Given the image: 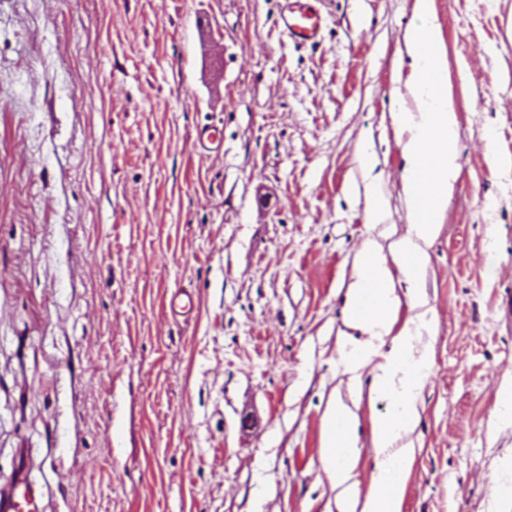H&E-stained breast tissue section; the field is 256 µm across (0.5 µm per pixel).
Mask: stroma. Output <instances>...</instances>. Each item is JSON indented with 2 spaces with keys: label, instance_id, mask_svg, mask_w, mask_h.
<instances>
[{
  "label": "stroma",
  "instance_id": "35a3bbf8",
  "mask_svg": "<svg viewBox=\"0 0 512 512\" xmlns=\"http://www.w3.org/2000/svg\"><path fill=\"white\" fill-rule=\"evenodd\" d=\"M281 3L0 0V479L32 449L52 512H339L334 402L376 471L390 404L342 358L346 294L407 229L417 0H322L315 51ZM430 12L461 169L399 313L430 359L401 512H512V0Z\"/></svg>",
  "mask_w": 512,
  "mask_h": 512
}]
</instances>
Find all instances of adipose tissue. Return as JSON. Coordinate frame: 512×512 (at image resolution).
<instances>
[{"mask_svg": "<svg viewBox=\"0 0 512 512\" xmlns=\"http://www.w3.org/2000/svg\"><path fill=\"white\" fill-rule=\"evenodd\" d=\"M407 43L414 60L409 82L413 105L397 113L396 124L406 136L402 152L407 161L408 230L388 257L374 243H364L346 302L347 325L361 329L371 338L391 340L390 352L384 363L377 365L370 391L371 396L389 399L391 408L373 422L380 462L362 496L355 494L352 482L358 456L359 417L341 403L329 406L326 412L321 465L343 488L340 512H400L401 490L412 452L396 447L395 441L416 422L427 361L414 359L413 333L410 327H398V313L402 302L417 307L423 301L420 276L429 257L422 244L435 235L448 191L460 169L455 111L446 92L442 54L435 49L437 37L423 24L410 30ZM427 46L434 47L433 55H424ZM398 273L408 285L402 297L395 288L394 276Z\"/></svg>", "mask_w": 512, "mask_h": 512, "instance_id": "adipose-tissue-1", "label": "adipose tissue"}]
</instances>
